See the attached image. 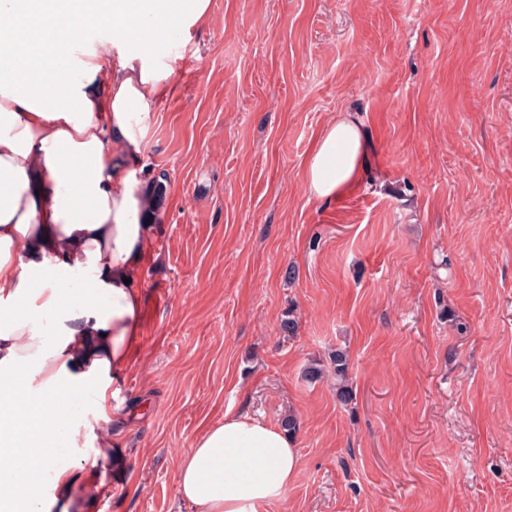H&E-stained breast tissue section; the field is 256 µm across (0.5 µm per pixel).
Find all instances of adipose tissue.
Wrapping results in <instances>:
<instances>
[{"mask_svg":"<svg viewBox=\"0 0 512 512\" xmlns=\"http://www.w3.org/2000/svg\"><path fill=\"white\" fill-rule=\"evenodd\" d=\"M210 0H0V34L24 16L25 47L0 45V512H90L74 497L84 459L57 464L81 440L116 456L112 384L142 327L132 279L152 225L122 161L146 148L151 102L168 77L159 51L206 19ZM116 51L106 64L94 40ZM369 151L338 113L302 164L311 200L349 192ZM86 397L96 428L72 403ZM280 424L247 413L206 427L176 465L183 512H268L300 471Z\"/></svg>","mask_w":512,"mask_h":512,"instance_id":"adipose-tissue-1","label":"adipose tissue"}]
</instances>
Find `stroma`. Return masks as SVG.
<instances>
[{
  "label": "stroma",
  "mask_w": 512,
  "mask_h": 512,
  "mask_svg": "<svg viewBox=\"0 0 512 512\" xmlns=\"http://www.w3.org/2000/svg\"><path fill=\"white\" fill-rule=\"evenodd\" d=\"M167 63L123 459L78 496L180 512L179 456L247 411L297 421L268 512H512V0H211ZM340 112L365 170L315 204L301 164ZM337 349L346 405L303 376Z\"/></svg>",
  "instance_id": "obj_1"
}]
</instances>
